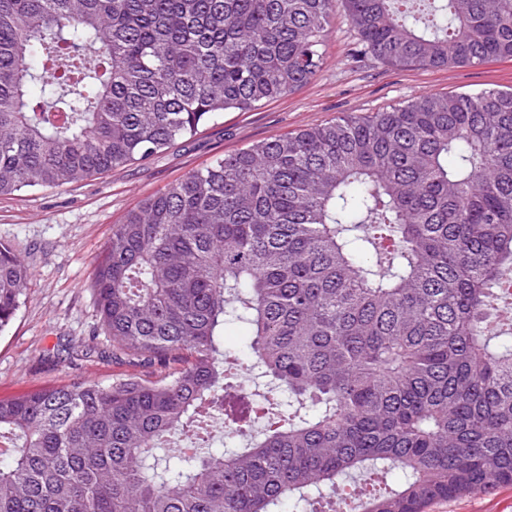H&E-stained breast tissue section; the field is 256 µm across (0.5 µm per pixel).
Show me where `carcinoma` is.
Wrapping results in <instances>:
<instances>
[{
    "label": "carcinoma",
    "mask_w": 512,
    "mask_h": 512,
    "mask_svg": "<svg viewBox=\"0 0 512 512\" xmlns=\"http://www.w3.org/2000/svg\"><path fill=\"white\" fill-rule=\"evenodd\" d=\"M394 66L512 60V0H0V196L144 161L318 74L337 5ZM32 273L0 243V332ZM131 375L0 399V512H424L512 486V89L428 94L220 156L112 229L91 280ZM296 404L240 452L168 448ZM218 338L224 345V351L238 353L244 350L248 342V329L241 323L230 321L224 324L223 335Z\"/></svg>",
    "instance_id": "obj_1"
}]
</instances>
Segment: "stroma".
Returning a JSON list of instances; mask_svg holds the SVG:
<instances>
[{
	"mask_svg": "<svg viewBox=\"0 0 512 512\" xmlns=\"http://www.w3.org/2000/svg\"><path fill=\"white\" fill-rule=\"evenodd\" d=\"M487 88H512V60L391 66L365 54L340 10L319 74L296 92L250 111L225 112L147 161L61 190L26 188L0 197V242L33 274L16 317L0 332V398L76 380L107 384L125 375L161 373L160 363L135 367L113 357L90 288L113 227L142 200L218 156L287 132L380 112L423 94ZM425 512H512V487L435 501Z\"/></svg>",
	"mask_w": 512,
	"mask_h": 512,
	"instance_id": "1",
	"label": "stroma"
}]
</instances>
